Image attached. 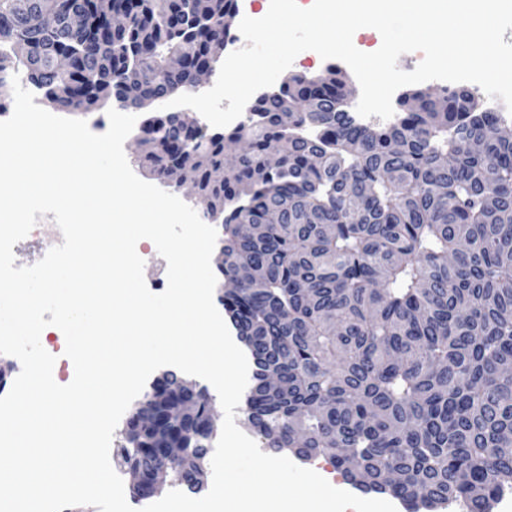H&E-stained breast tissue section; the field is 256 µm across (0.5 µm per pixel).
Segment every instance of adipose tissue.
Instances as JSON below:
<instances>
[{
    "label": "adipose tissue",
    "mask_w": 512,
    "mask_h": 512,
    "mask_svg": "<svg viewBox=\"0 0 512 512\" xmlns=\"http://www.w3.org/2000/svg\"><path fill=\"white\" fill-rule=\"evenodd\" d=\"M286 463H267L257 471L252 485L229 496L216 495L205 501H189L179 512H374L373 503L351 497L336 471L317 468L319 490L291 498L283 491Z\"/></svg>",
    "instance_id": "obj_1"
}]
</instances>
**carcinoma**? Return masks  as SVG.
<instances>
[{
  "instance_id": "cac0c4a2",
  "label": "carcinoma",
  "mask_w": 512,
  "mask_h": 512,
  "mask_svg": "<svg viewBox=\"0 0 512 512\" xmlns=\"http://www.w3.org/2000/svg\"><path fill=\"white\" fill-rule=\"evenodd\" d=\"M114 11L126 27H110ZM237 12V0H0V101L22 72L60 112L150 113L138 137L151 173L176 189L189 177L224 224L222 300L254 365L243 414L267 448L324 456L425 508L492 512L512 489L506 119L460 87L410 90L393 122L360 124L334 67L286 77L236 127L152 114L199 91ZM186 401L192 420L175 415ZM209 406L173 374L132 409L117 460L143 473L140 495L163 468L201 490Z\"/></svg>"
}]
</instances>
